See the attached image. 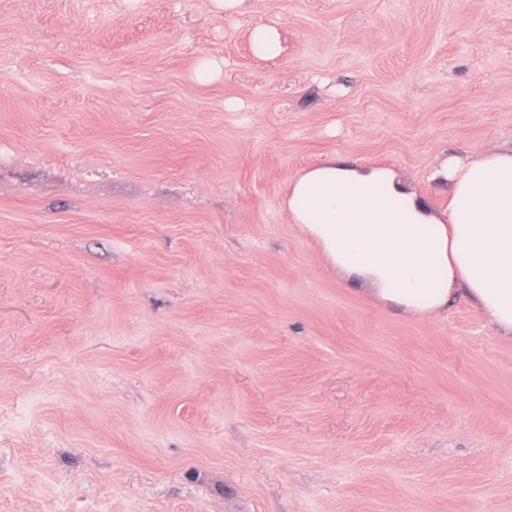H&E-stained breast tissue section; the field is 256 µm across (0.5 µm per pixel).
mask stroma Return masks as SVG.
<instances>
[{"instance_id":"stroma-1","label":"stroma","mask_w":512,"mask_h":512,"mask_svg":"<svg viewBox=\"0 0 512 512\" xmlns=\"http://www.w3.org/2000/svg\"><path fill=\"white\" fill-rule=\"evenodd\" d=\"M511 146L512 0H0V512H512V335L284 206ZM251 47L259 57L274 59L281 53V40L278 30L269 25H257L251 33Z\"/></svg>"}]
</instances>
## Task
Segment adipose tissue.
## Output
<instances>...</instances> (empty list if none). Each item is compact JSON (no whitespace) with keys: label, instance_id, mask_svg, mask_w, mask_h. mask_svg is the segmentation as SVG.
<instances>
[{"label":"adipose tissue","instance_id":"1","mask_svg":"<svg viewBox=\"0 0 512 512\" xmlns=\"http://www.w3.org/2000/svg\"><path fill=\"white\" fill-rule=\"evenodd\" d=\"M434 174L451 184L444 220L390 169L333 158L291 179L286 206L324 258L380 300L426 315L460 290L510 336L512 149L450 158Z\"/></svg>","mask_w":512,"mask_h":512}]
</instances>
